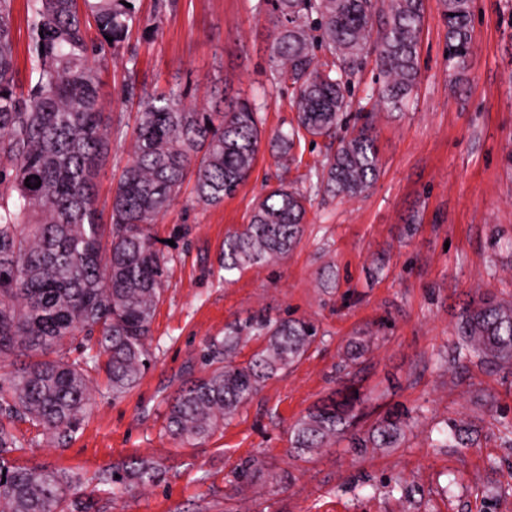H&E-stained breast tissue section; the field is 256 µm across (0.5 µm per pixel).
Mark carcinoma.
<instances>
[{"mask_svg":"<svg viewBox=\"0 0 512 512\" xmlns=\"http://www.w3.org/2000/svg\"><path fill=\"white\" fill-rule=\"evenodd\" d=\"M139 0H25L32 62L27 82L15 64L14 0H0V364L24 363L0 379V512H90L76 498L86 483L132 489L160 482L166 470L133 456L88 478L62 468L9 464L6 455L29 440L12 424L24 421L51 435L60 448L90 405V375L108 377L112 396L139 382L148 365L146 340L157 304L168 287L167 257L149 227L158 223L186 180L195 201L216 206L234 196L256 163L262 118L256 104L223 92L208 111L185 104L174 90L139 96L129 159L112 196L109 223H100L96 181L122 120L104 116L102 69L96 57L109 51L134 73L138 54L122 51L140 21ZM448 70L467 79L473 0H443ZM275 80L293 89L295 123L271 139L280 165L296 163L301 139L336 138L348 123L351 86L368 57L381 81L372 107L397 109L418 79L423 0H270ZM168 4L160 3L144 28L154 39ZM95 27L98 41L88 38ZM112 41H107V37ZM375 113L358 106L361 122L335 151L313 166L316 181L303 189L283 181L257 202L249 223L224 239V280L280 261L304 235L306 202L323 194L364 195L380 173ZM40 183L27 187L25 183ZM94 338L72 358L64 341ZM319 335L301 318L255 312L211 339L201 361L210 373L186 384L169 403L165 433L195 444L230 420L261 384L300 362ZM455 361L495 370L512 368V302L483 296L467 302L455 324ZM261 342L250 359L234 361L240 346ZM372 342L358 336L337 366L345 379ZM358 396L340 390L291 427L294 456L305 459L341 440L349 447L399 448L416 418L388 411L363 434L354 426ZM475 424L447 423V441L473 444ZM263 474L256 458L241 462L236 478L250 483Z\"/></svg>","mask_w":512,"mask_h":512,"instance_id":"obj_1","label":"carcinoma"}]
</instances>
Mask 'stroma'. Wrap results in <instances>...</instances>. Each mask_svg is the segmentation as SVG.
<instances>
[{"label":"stroma","instance_id":"35a3bbf8","mask_svg":"<svg viewBox=\"0 0 512 512\" xmlns=\"http://www.w3.org/2000/svg\"><path fill=\"white\" fill-rule=\"evenodd\" d=\"M270 30L264 0H176L152 44L133 32L138 88L174 87L199 105L216 89L255 100L266 140L235 197L202 207L187 184L151 225L168 257L169 286L139 384L116 399L105 375H93L90 407L69 445L57 447L20 422L17 431L33 442L10 462L90 474L133 456L163 464L164 480L144 490L83 487L96 512H512V447L503 439L512 424V373L446 360L463 303L484 294L512 299V0H473L461 87L445 60L442 0H425L417 85L402 110L376 119V184L360 199L314 196L298 247L228 283L220 266L225 236L248 223L267 190L307 174L327 148L324 139H302L300 165L287 171L273 155L268 137L295 111L291 88L273 80ZM124 79L120 60H107L102 97L131 130L139 106L124 98ZM126 146L113 140L98 177L100 212L110 209ZM380 260L382 276L371 277ZM328 265L332 288L319 280ZM262 309L314 321L321 341L205 442L165 436V400L187 377L206 375L205 343ZM363 335L374 343L357 378L360 429L395 407L421 409L417 427L399 448L359 455L341 442L309 460L290 456V425L332 394L347 341ZM463 416L481 422L478 447H442L446 422ZM251 456L264 475L244 486L234 471ZM400 480L406 491L389 492Z\"/></svg>","mask_w":512,"mask_h":512}]
</instances>
